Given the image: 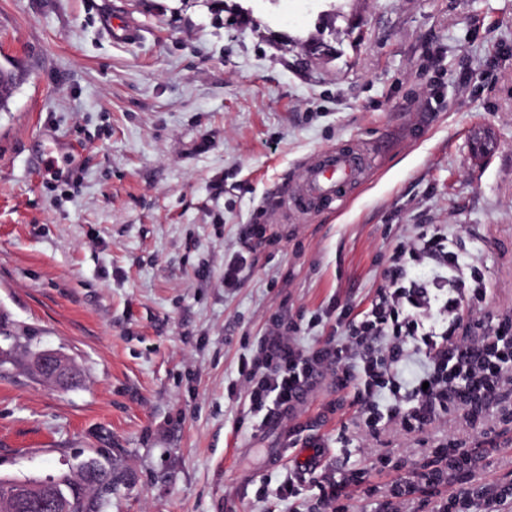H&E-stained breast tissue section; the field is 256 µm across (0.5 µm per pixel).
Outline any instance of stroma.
Instances as JSON below:
<instances>
[{
    "instance_id": "obj_1",
    "label": "stroma",
    "mask_w": 512,
    "mask_h": 512,
    "mask_svg": "<svg viewBox=\"0 0 512 512\" xmlns=\"http://www.w3.org/2000/svg\"><path fill=\"white\" fill-rule=\"evenodd\" d=\"M0 68L17 77L0 107V475L108 458L122 479L100 512H290L284 470L316 441L332 473L389 455L380 490L349 501L373 512L453 434L495 442L475 486L512 483L510 402L473 426L383 421L368 443L353 390L322 380L264 425L239 373L273 314L304 321L308 347L336 306L368 309L422 224L484 274L474 321L512 311V0H0ZM360 143L374 162L340 201L285 212L304 158ZM44 349L78 385L27 372ZM242 244L246 251L239 252L236 258H231L224 263V288L226 290H232L240 287L241 268L246 260V254H249L261 243H254L253 237L246 234Z\"/></svg>"
}]
</instances>
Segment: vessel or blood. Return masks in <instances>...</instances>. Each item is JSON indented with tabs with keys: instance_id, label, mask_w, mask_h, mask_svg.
Instances as JSON below:
<instances>
[{
	"instance_id": "obj_1",
	"label": "vessel or blood",
	"mask_w": 512,
	"mask_h": 512,
	"mask_svg": "<svg viewBox=\"0 0 512 512\" xmlns=\"http://www.w3.org/2000/svg\"><path fill=\"white\" fill-rule=\"evenodd\" d=\"M368 162V152L362 147L313 154L300 167L298 184L283 197V206L303 217L330 206L348 183L363 174Z\"/></svg>"
}]
</instances>
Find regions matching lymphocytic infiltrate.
Here are the masks:
<instances>
[{
    "label": "lymphocytic infiltrate",
    "mask_w": 512,
    "mask_h": 512,
    "mask_svg": "<svg viewBox=\"0 0 512 512\" xmlns=\"http://www.w3.org/2000/svg\"><path fill=\"white\" fill-rule=\"evenodd\" d=\"M483 274L463 262L447 234L423 229L399 246L370 312L356 317L348 306L336 315L338 333L318 347L298 343L299 326L272 321L256 354L239 372L248 383L252 409L264 421L292 416L315 379L331 372L337 390L356 388L359 419L378 437L381 417L405 431H424L448 413L468 425L512 398V315L488 331L468 333L466 316L486 302ZM445 469L398 474L390 497L410 502L412 512H500L512 484L491 486L474 501L471 483L478 460L455 438L440 444ZM382 455L340 476L316 481L318 512H347L350 487L368 485Z\"/></svg>",
    "instance_id": "1"
}]
</instances>
